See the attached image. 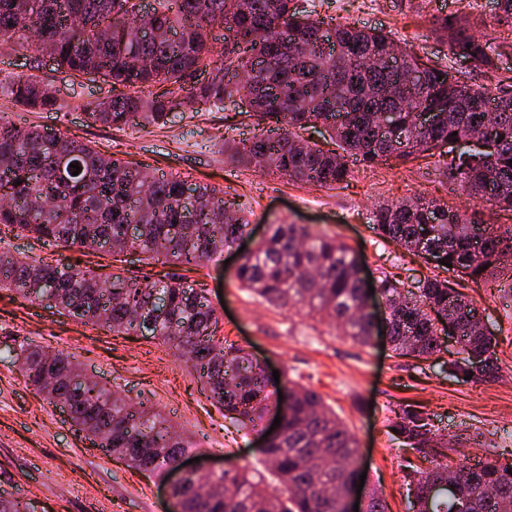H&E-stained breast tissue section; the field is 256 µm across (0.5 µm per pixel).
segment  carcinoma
<instances>
[{
    "label": "carcinoma",
    "mask_w": 512,
    "mask_h": 512,
    "mask_svg": "<svg viewBox=\"0 0 512 512\" xmlns=\"http://www.w3.org/2000/svg\"><path fill=\"white\" fill-rule=\"evenodd\" d=\"M153 15L138 16V0H0V51L22 52L30 68L49 55L58 68L112 84L106 100L82 105L89 122L121 127L166 124L182 107L219 106L234 97L250 101L257 133L224 147L227 160L287 177L336 186L347 180L349 159L373 164L413 160L455 144L445 164L448 179L468 204L512 212V87L493 94L470 88L444 68L423 62L383 31L313 18L294 0H153ZM149 25V32L141 24ZM235 35L225 51V73L253 72L236 81L198 73L208 66L209 35ZM498 46L463 32L449 51L476 67ZM12 102L30 112H57L56 91L34 75L8 82ZM380 112L391 129L376 130ZM433 114L428 126L421 113ZM277 125L271 134L266 123ZM320 125L326 145L300 132ZM458 135H453V132ZM78 162L81 172L59 168ZM21 184H16V181ZM0 227L24 231L61 248L97 246L120 255L172 261L189 270L234 246L248 219L222 191L158 175L147 164L106 155L38 127L0 118ZM378 234L420 255L426 263L472 280L512 262V230L473 223L467 211L423 196L382 203L369 214ZM447 264H441L442 259ZM239 287L277 306L295 307L333 324L338 335L367 346L372 320L357 256L337 238L302 224H271L235 272ZM31 302L50 296L58 311L121 336L149 337L187 356L207 398L254 433L279 405L290 404L282 439L267 449L272 486L246 468L190 477L174 489L182 512H341L340 496L358 478V446L322 396L296 382L279 388L244 348L218 335L219 319L204 291L184 281L146 273L126 278L75 270L45 259L23 261L0 252V286ZM388 308L393 350L430 356L442 337L459 336L461 358L451 362L460 380L498 378L492 337L479 309L448 280L426 279L405 295L383 278L377 285ZM49 403L70 402L68 419L91 441L126 458L129 466L162 476L195 447L160 412L135 408L97 380L69 388L81 364L69 353L46 358L21 342L5 347ZM395 439L429 467L406 473L408 495L433 493L432 512H512V468L491 462L463 470L456 500L448 499V442L429 418L407 406L395 412Z\"/></svg>",
    "instance_id": "obj_1"
}]
</instances>
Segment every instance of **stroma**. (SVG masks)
I'll return each mask as SVG.
<instances>
[{"instance_id": "stroma-1", "label": "stroma", "mask_w": 512, "mask_h": 512, "mask_svg": "<svg viewBox=\"0 0 512 512\" xmlns=\"http://www.w3.org/2000/svg\"><path fill=\"white\" fill-rule=\"evenodd\" d=\"M315 16L336 18L361 28L387 32L419 56L456 66L449 40L438 34L442 19L457 18L462 31L510 48L492 65L463 68L468 85L495 90L512 78V30L496 22L494 0H299ZM37 75L56 90L58 112H17L0 89V115L19 116L22 126L62 132L117 158L179 174L193 183L222 189L249 220L253 236L285 221L307 224L337 236L359 255L373 280L390 275L410 291L434 269L392 244L367 224L372 205L415 194L461 206L439 163L388 161L353 163L347 182L322 187L294 182L226 162L225 142L251 138L252 117L239 99L199 111L172 112L165 126L119 129L89 122L82 103L111 96L110 83L91 82L43 62ZM0 251L19 258H53L87 268L136 276L146 271L139 254L116 258L62 249L26 234L0 233ZM238 251L218 255L191 272L174 263L157 272L185 276L204 290L219 319L220 334L242 347L280 383L294 380L317 391L359 444V466L366 470L364 491L381 488L388 512H409L403 467L408 457L393 441L388 424L401 405L418 404L439 434L447 436L449 460L471 466L485 460L512 465V293L508 276L480 282L446 272L480 309L493 336L501 368L496 381L466 384L448 369L457 346L445 343L429 358L395 355L383 334L363 347L336 336L332 327L296 310L279 308L241 290L234 277ZM24 341L55 353L76 355L106 384L118 386L129 402L163 412L177 430L196 442L193 454L203 469L236 470L261 461L252 434L240 431L202 394L184 360L157 341L115 336L83 324L57 309L30 303L0 288V345ZM27 502L29 512H170L172 502L161 477L144 474L103 455L71 426L61 409L28 384L19 363L0 358V491Z\"/></svg>"}]
</instances>
